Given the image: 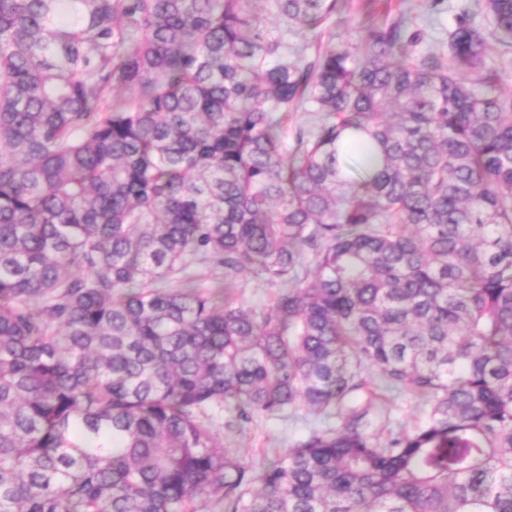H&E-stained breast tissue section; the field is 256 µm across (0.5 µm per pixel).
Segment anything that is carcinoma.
Here are the masks:
<instances>
[{"label":"carcinoma","instance_id":"cac0c4a2","mask_svg":"<svg viewBox=\"0 0 512 512\" xmlns=\"http://www.w3.org/2000/svg\"><path fill=\"white\" fill-rule=\"evenodd\" d=\"M342 8L0 0V512H512V0ZM346 1L343 17L350 20V25L338 24L336 23L337 19L328 25L329 30L337 35L340 34L344 37L355 36L356 31L354 28L365 22L370 16H374L379 21L382 20L385 15L384 9L388 8L392 14L403 12L406 16L416 18L420 24L425 20H429V37L423 43L422 48L425 50H438L439 44L437 39L454 23L458 9L465 3L463 1L476 0H447L448 10L437 15L430 14L427 0H374L377 1L375 6L365 4L364 1L370 0ZM229 288L236 298L256 309H267L277 293L276 287L247 274H241ZM394 420L414 424L422 416V409L417 402L409 397L399 396L391 399L386 405ZM315 415L300 408L288 417L256 419L240 429L233 419L224 414L219 442L224 448H235L237 456L247 467L259 470L281 448H289L304 432V421ZM229 421L230 426H229Z\"/></svg>","mask_w":512,"mask_h":512}]
</instances>
